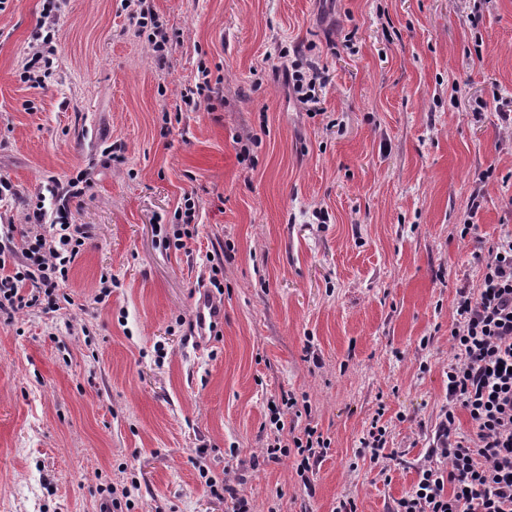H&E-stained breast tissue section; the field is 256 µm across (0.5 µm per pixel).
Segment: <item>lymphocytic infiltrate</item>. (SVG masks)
<instances>
[{"instance_id": "f902f5d3", "label": "lymphocytic infiltrate", "mask_w": 512, "mask_h": 512, "mask_svg": "<svg viewBox=\"0 0 512 512\" xmlns=\"http://www.w3.org/2000/svg\"><path fill=\"white\" fill-rule=\"evenodd\" d=\"M130 19L145 34L157 58L171 39L146 0H126ZM53 33L34 45L18 72L29 87L52 73ZM91 173L78 170L65 183H53L54 215L36 204L25 227L0 225V317L38 306L54 297L84 244L85 233L70 221V199L84 194ZM472 260L481 271L478 288H457L449 340L448 401L442 406L430 448L416 466L417 480L396 499L392 512H512V225L505 224L487 251ZM296 398L271 407L277 434L265 448L269 460L295 456L296 472L307 477L330 443L317 428L284 441L282 415L297 410ZM471 423L459 435V412Z\"/></svg>"}]
</instances>
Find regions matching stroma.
I'll return each instance as SVG.
<instances>
[{
    "instance_id": "obj_1",
    "label": "stroma",
    "mask_w": 512,
    "mask_h": 512,
    "mask_svg": "<svg viewBox=\"0 0 512 512\" xmlns=\"http://www.w3.org/2000/svg\"><path fill=\"white\" fill-rule=\"evenodd\" d=\"M66 0L53 74L17 77L40 0L0 12V218L77 169L87 238L55 303L0 320V512H390L445 401L456 290L512 225V0ZM317 62L323 110L289 94ZM214 109L180 110L199 62ZM184 248L159 228L185 198ZM470 222L477 238H460ZM117 286L100 297L101 275ZM219 277L220 334L187 345ZM330 440L309 482L263 450L268 406ZM389 479L360 444L373 418ZM228 487L218 498L211 487ZM126 8L129 9L130 20L138 27L141 34H146L148 43L151 45L156 57L164 59L171 46V39L164 27L154 18V14L146 6V0H125ZM190 200H191V198L185 199V204H184L185 211L183 212L181 210L180 219L183 220V216H184V220H183L182 224H173L174 227H173L172 235H173V239H174V244L179 247H183L185 245L183 238L191 239L195 232L194 225H192V229L189 228V227H191V222L193 221L194 216H195V214H194L195 210L192 211L194 209L195 204H194V202H192V204H191Z\"/></svg>"
}]
</instances>
